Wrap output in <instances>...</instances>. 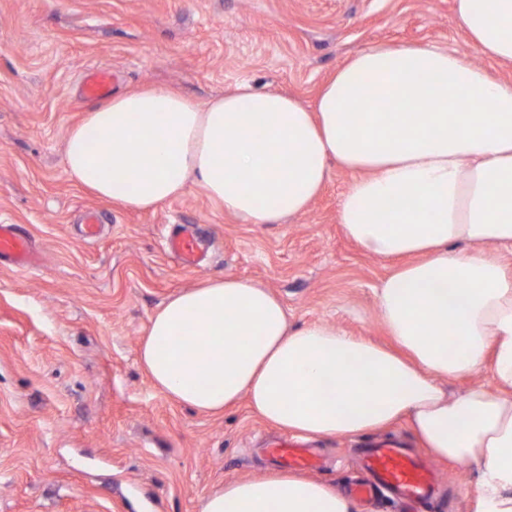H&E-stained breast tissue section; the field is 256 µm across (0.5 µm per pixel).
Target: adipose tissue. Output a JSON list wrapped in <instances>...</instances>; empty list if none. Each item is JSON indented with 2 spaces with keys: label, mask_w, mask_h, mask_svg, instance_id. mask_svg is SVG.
<instances>
[{
  "label": "adipose tissue",
  "mask_w": 512,
  "mask_h": 512,
  "mask_svg": "<svg viewBox=\"0 0 512 512\" xmlns=\"http://www.w3.org/2000/svg\"><path fill=\"white\" fill-rule=\"evenodd\" d=\"M474 46L512 63V0H456ZM96 139H88V131ZM69 179L147 210L200 186L252 224L303 214L331 175L353 173L339 222L365 251L400 260L376 292L383 346L327 324L294 328L271 290L206 279L152 315L139 359L153 387L217 415L240 401L309 437L407 421L432 458L479 473L474 512H512V82L457 52L371 44L313 106L248 84L205 102L149 86L89 109L67 138ZM466 242L470 251H455ZM490 370L449 395L443 380ZM200 512H357L302 474L275 471L207 494Z\"/></svg>",
  "instance_id": "obj_1"
}]
</instances>
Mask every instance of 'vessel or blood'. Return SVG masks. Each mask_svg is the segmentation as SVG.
<instances>
[{
	"label": "vessel or blood",
	"instance_id": "vessel-or-blood-1",
	"mask_svg": "<svg viewBox=\"0 0 512 512\" xmlns=\"http://www.w3.org/2000/svg\"><path fill=\"white\" fill-rule=\"evenodd\" d=\"M82 92L90 100H102L112 92V72L105 66L88 68L82 80ZM203 240L195 226L177 227L165 239L167 252L191 266L202 252ZM27 271L38 262L32 242L13 224H0V263ZM279 465L288 469L309 470L313 460L303 444L284 439L271 449ZM365 467L374 475L379 487L394 491L401 499L415 502L432 496L436 475L434 470L417 456L404 451L399 444L372 446L364 458Z\"/></svg>",
	"mask_w": 512,
	"mask_h": 512
}]
</instances>
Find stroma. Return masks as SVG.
<instances>
[{
    "label": "stroma",
    "instance_id": "35a3bbf8",
    "mask_svg": "<svg viewBox=\"0 0 512 512\" xmlns=\"http://www.w3.org/2000/svg\"><path fill=\"white\" fill-rule=\"evenodd\" d=\"M425 43L484 57L454 0H0V224L34 241L39 266L0 264V512H199L225 482L275 465L280 430L246 403L219 416L158 393L138 361L150 317L202 279L235 275L270 289L293 325L325 323L386 342L375 291L391 262L339 222L353 175L333 168L302 215L249 224L204 191L149 211L116 207L72 183L67 135L91 103L81 74L108 66L112 90L167 86L200 101L239 82L313 104L349 55L372 43ZM98 210L97 241L78 231ZM177 224L213 246L187 268L165 250ZM367 436L318 439L314 476L338 490L359 478ZM436 497L418 512H471L474 468L433 461Z\"/></svg>",
    "mask_w": 512,
    "mask_h": 512
}]
</instances>
